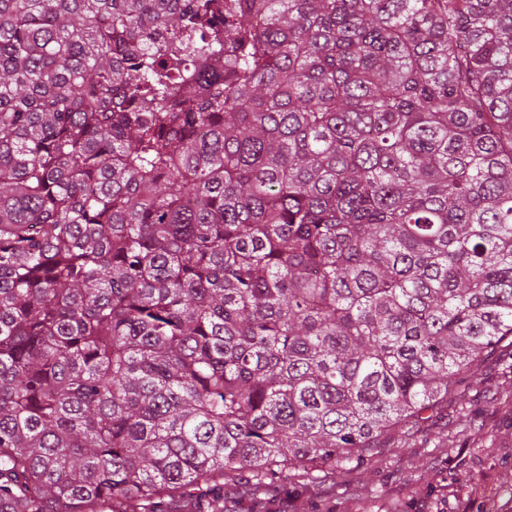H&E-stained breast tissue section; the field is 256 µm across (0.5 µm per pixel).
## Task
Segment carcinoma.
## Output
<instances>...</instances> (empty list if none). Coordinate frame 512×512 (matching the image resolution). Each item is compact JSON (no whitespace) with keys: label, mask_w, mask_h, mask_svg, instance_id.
<instances>
[{"label":"carcinoma","mask_w":512,"mask_h":512,"mask_svg":"<svg viewBox=\"0 0 512 512\" xmlns=\"http://www.w3.org/2000/svg\"><path fill=\"white\" fill-rule=\"evenodd\" d=\"M512 336V0H0V512H224Z\"/></svg>","instance_id":"carcinoma-1"}]
</instances>
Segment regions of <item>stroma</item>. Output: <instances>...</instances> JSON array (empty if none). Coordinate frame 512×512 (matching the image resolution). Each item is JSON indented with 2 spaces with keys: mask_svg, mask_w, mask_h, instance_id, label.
<instances>
[{
  "mask_svg": "<svg viewBox=\"0 0 512 512\" xmlns=\"http://www.w3.org/2000/svg\"><path fill=\"white\" fill-rule=\"evenodd\" d=\"M267 512H512V342L474 365L429 420L348 463L293 482Z\"/></svg>",
  "mask_w": 512,
  "mask_h": 512,
  "instance_id": "35a3bbf8",
  "label": "stroma"
}]
</instances>
